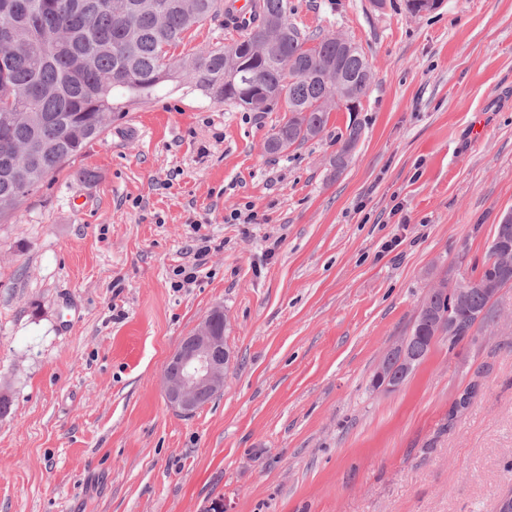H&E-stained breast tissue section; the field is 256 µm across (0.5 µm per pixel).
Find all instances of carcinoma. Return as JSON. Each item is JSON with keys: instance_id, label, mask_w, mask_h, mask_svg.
Returning <instances> with one entry per match:
<instances>
[{"instance_id": "obj_1", "label": "carcinoma", "mask_w": 512, "mask_h": 512, "mask_svg": "<svg viewBox=\"0 0 512 512\" xmlns=\"http://www.w3.org/2000/svg\"><path fill=\"white\" fill-rule=\"evenodd\" d=\"M223 12L224 0H0V220L105 131L123 109L119 98L149 100L176 78L257 112L279 108L272 94L286 91L288 120L264 143L271 155L319 136L333 105L358 106L367 95L373 73L362 48L347 51L336 33L302 34L287 0H258L238 40L172 64L169 49L184 32ZM273 24L280 37L261 51ZM229 67L238 73L233 81L224 80ZM360 137L352 124L336 141V174ZM506 240L512 213L495 225L489 254ZM434 307L427 336L448 332V297ZM471 310L483 325L499 318L483 295Z\"/></svg>"}]
</instances>
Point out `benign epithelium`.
Returning a JSON list of instances; mask_svg holds the SVG:
<instances>
[{
    "label": "benign epithelium",
    "instance_id": "benign-epithelium-1",
    "mask_svg": "<svg viewBox=\"0 0 512 512\" xmlns=\"http://www.w3.org/2000/svg\"><path fill=\"white\" fill-rule=\"evenodd\" d=\"M497 296V288H433L430 295H448L457 309H469L475 294ZM223 309L214 308L186 337L170 356L163 369V389L167 402L183 414H191L203 406V398L224 387V378L233 362V352L226 336L214 329L213 321ZM443 339L434 336H408L389 346L379 360L370 386L374 391H394L400 387L397 367L411 374L419 365L420 355L410 350L416 343L424 345Z\"/></svg>",
    "mask_w": 512,
    "mask_h": 512
}]
</instances>
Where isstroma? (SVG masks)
Returning a JSON list of instances; mask_svg holds the SVG:
<instances>
[{
	"label": "stroma",
	"instance_id": "obj_1",
	"mask_svg": "<svg viewBox=\"0 0 512 512\" xmlns=\"http://www.w3.org/2000/svg\"><path fill=\"white\" fill-rule=\"evenodd\" d=\"M288 16L364 49L358 111L272 156L284 112L174 81L0 223V512H494L512 488V288L495 334L439 341L399 389H369L430 288L477 273L512 212V0H288ZM233 37L209 19L170 54ZM200 233L212 250L176 288ZM217 305L233 364L186 416L163 367ZM361 137V127L352 124L347 126L346 132L337 141L336 156L334 157L333 164L336 169V175L339 176L344 170L345 165L342 163L343 154L345 152H353Z\"/></svg>",
	"mask_w": 512,
	"mask_h": 512
}]
</instances>
